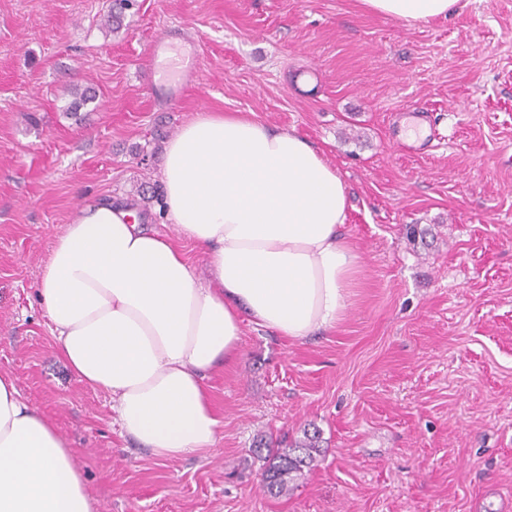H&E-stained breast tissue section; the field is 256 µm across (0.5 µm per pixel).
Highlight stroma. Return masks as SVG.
<instances>
[{
    "instance_id": "obj_1",
    "label": "stroma",
    "mask_w": 512,
    "mask_h": 512,
    "mask_svg": "<svg viewBox=\"0 0 512 512\" xmlns=\"http://www.w3.org/2000/svg\"><path fill=\"white\" fill-rule=\"evenodd\" d=\"M0 0V374L54 424L95 512H502L512 498V0L414 25L360 0ZM195 40L180 97L148 47ZM98 98L65 115L69 85ZM306 138L348 194L358 257L336 328L250 322L206 386L202 456L160 462L121 435L110 394L60 357L38 294L81 206L165 217L161 147L198 112ZM321 432L290 494L256 441Z\"/></svg>"
}]
</instances>
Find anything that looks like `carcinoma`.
<instances>
[{
  "instance_id": "carcinoma-1",
  "label": "carcinoma",
  "mask_w": 512,
  "mask_h": 512,
  "mask_svg": "<svg viewBox=\"0 0 512 512\" xmlns=\"http://www.w3.org/2000/svg\"><path fill=\"white\" fill-rule=\"evenodd\" d=\"M68 93L73 97L67 112L71 117L77 116L78 111L87 103L97 100L95 88L88 85L70 87ZM319 442V430L312 432L306 430L302 440L286 448L269 451L264 471V481L268 491L282 495L292 490L297 477L301 476L305 469L314 465L316 456L320 453Z\"/></svg>"
}]
</instances>
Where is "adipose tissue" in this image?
I'll return each instance as SVG.
<instances>
[{"mask_svg": "<svg viewBox=\"0 0 512 512\" xmlns=\"http://www.w3.org/2000/svg\"><path fill=\"white\" fill-rule=\"evenodd\" d=\"M412 24L460 0H360ZM169 222L198 246L199 281L178 242L127 208L85 205L56 236L39 296L78 380L109 393L123 433L161 461L215 447L205 379L240 351L243 321L294 340L345 315L356 256L341 234L344 183L305 138L236 112H200L163 146ZM0 512H94L67 442L0 376Z\"/></svg>", "mask_w": 512, "mask_h": 512, "instance_id": "1", "label": "adipose tissue"}]
</instances>
